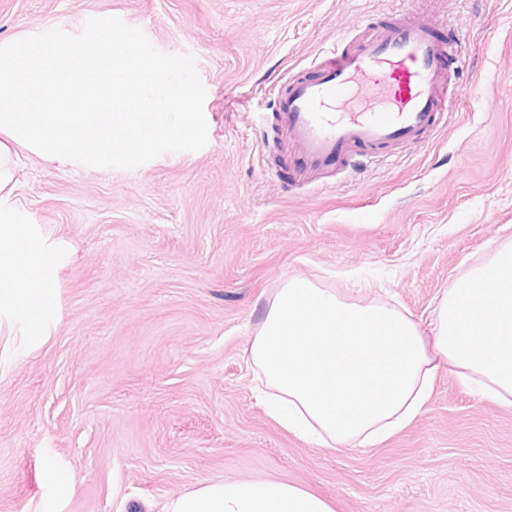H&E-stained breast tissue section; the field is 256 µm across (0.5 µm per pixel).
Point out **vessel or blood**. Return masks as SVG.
Listing matches in <instances>:
<instances>
[{
  "label": "vessel or blood",
  "mask_w": 512,
  "mask_h": 512,
  "mask_svg": "<svg viewBox=\"0 0 512 512\" xmlns=\"http://www.w3.org/2000/svg\"><path fill=\"white\" fill-rule=\"evenodd\" d=\"M460 46L457 30L442 32L413 11L339 38L319 62L276 81L271 101L284 147L305 171L330 174L420 142L456 110L448 64Z\"/></svg>",
  "instance_id": "1"
}]
</instances>
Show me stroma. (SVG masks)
I'll use <instances>...</instances> for the list:
<instances>
[{
  "instance_id": "1",
  "label": "stroma",
  "mask_w": 512,
  "mask_h": 512,
  "mask_svg": "<svg viewBox=\"0 0 512 512\" xmlns=\"http://www.w3.org/2000/svg\"><path fill=\"white\" fill-rule=\"evenodd\" d=\"M405 0H0V42L115 16L190 55L208 142L134 169L20 151L13 204L49 244L56 316L0 317V512H160L214 480H276L335 512H512V409L440 369L371 448L304 443L257 401L250 336L305 278L429 318L512 240V0H416L464 42L448 125L381 164L293 176L274 79Z\"/></svg>"
}]
</instances>
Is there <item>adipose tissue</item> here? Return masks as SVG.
<instances>
[{
    "instance_id": "adipose-tissue-1",
    "label": "adipose tissue",
    "mask_w": 512,
    "mask_h": 512,
    "mask_svg": "<svg viewBox=\"0 0 512 512\" xmlns=\"http://www.w3.org/2000/svg\"><path fill=\"white\" fill-rule=\"evenodd\" d=\"M268 415L330 449L380 443L425 406L447 367L485 401L512 407V241L438 299L429 328L381 301H351L287 280L247 349ZM162 512H334L321 496L273 480L220 481Z\"/></svg>"
}]
</instances>
